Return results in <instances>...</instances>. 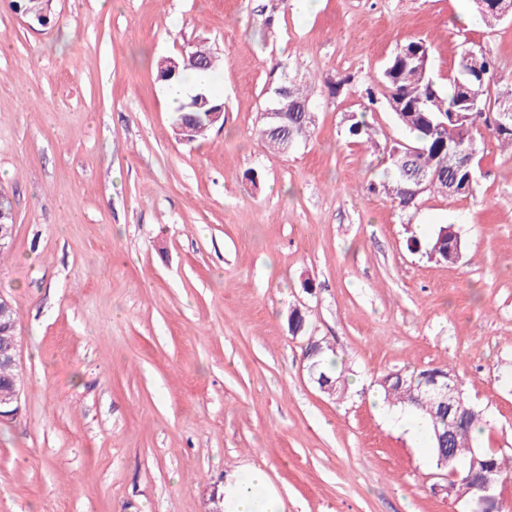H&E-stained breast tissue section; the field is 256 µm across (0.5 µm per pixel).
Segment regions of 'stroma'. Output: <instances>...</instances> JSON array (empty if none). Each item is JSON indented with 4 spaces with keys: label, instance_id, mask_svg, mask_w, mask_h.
Segmentation results:
<instances>
[{
    "label": "stroma",
    "instance_id": "35a3bbf8",
    "mask_svg": "<svg viewBox=\"0 0 512 512\" xmlns=\"http://www.w3.org/2000/svg\"><path fill=\"white\" fill-rule=\"evenodd\" d=\"M0 0V193L16 217L0 293L16 308L23 387L0 422V512H214L227 474L262 467L279 512H468L448 473L370 393L449 366L512 448V149L483 131L472 193L383 191L346 135L397 48L422 39L446 83L465 48L512 75V17L459 22L473 0H53L46 23ZM205 46L224 120L172 132L159 58ZM306 80L311 134L267 149L282 73ZM340 83L337 94L329 87ZM452 226L458 264L407 238ZM301 308L308 329L292 335ZM323 340L360 389L311 380Z\"/></svg>",
    "mask_w": 512,
    "mask_h": 512
}]
</instances>
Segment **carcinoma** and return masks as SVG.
<instances>
[{"label": "carcinoma", "instance_id": "1", "mask_svg": "<svg viewBox=\"0 0 512 512\" xmlns=\"http://www.w3.org/2000/svg\"><path fill=\"white\" fill-rule=\"evenodd\" d=\"M418 52L423 57H430V47L421 39L409 41L400 46L389 59L379 77V82L386 90V104H398L393 111L397 123L409 136L408 145L418 149L410 158V170L429 171L437 176L429 182L430 189L446 194L449 184L465 177L461 170L462 161L470 156L474 162H480L482 151V134L472 121L465 124L452 123L450 117L454 112H466L471 104L461 100L460 85L468 86L471 97L477 102L479 118L486 113L493 114L492 133L501 141L512 146V77H502L496 83V89L490 88L495 71V59L486 52H481L477 68L457 64L455 70L448 74L447 86L438 84L430 71V66L401 58L404 51ZM159 77L169 87H174L182 80V71L190 67L202 74H212L218 68L217 57L208 49H193V58L183 60L176 68L168 66L161 59L156 63ZM292 100L297 104L295 111L288 113L286 120L279 127L265 122L259 134L267 146L276 151L283 144L296 143L306 138L312 122L301 112L300 107L309 102L307 87L297 79L290 77L286 82ZM366 103L363 109L351 113L348 119V136L360 143L372 142L373 128L367 120V113L378 103L374 88L365 89ZM224 109V102L208 90L189 96L188 100L175 109L173 121L182 122L192 131L191 140L211 127L210 114ZM407 247L413 252L422 251L434 259L454 265L462 258L463 246L459 235L452 226H441L430 237L421 239L411 235ZM309 371L318 386L326 387L336 396L345 394L343 374L338 372L337 357L334 350L321 345L317 353L308 360ZM449 379V383L459 395H464L459 375L447 368L428 367L420 370L396 372L386 375L381 388L384 400L393 407H413V396L431 381ZM422 427L429 442L430 454L439 460L445 449L449 448L458 462L470 464L473 454H478L476 469L483 471L490 479L501 485L506 472L505 455L492 448H481L474 443V434L483 430L481 412L475 408L463 409L448 415L438 409L434 411L418 410Z\"/></svg>", "mask_w": 512, "mask_h": 512}]
</instances>
